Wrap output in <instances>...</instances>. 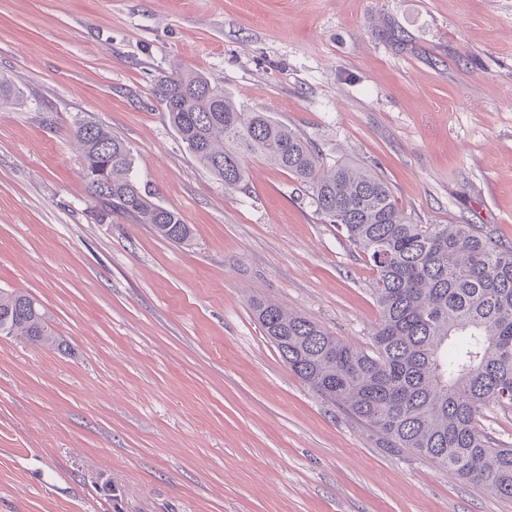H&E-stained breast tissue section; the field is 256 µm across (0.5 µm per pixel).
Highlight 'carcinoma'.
<instances>
[{
	"mask_svg": "<svg viewBox=\"0 0 512 512\" xmlns=\"http://www.w3.org/2000/svg\"><path fill=\"white\" fill-rule=\"evenodd\" d=\"M153 94L188 151L233 191L244 160L259 155L306 189L318 213L342 226L375 273L380 319L367 349L313 321L255 298L254 318L288 368L381 435L460 479L512 498V446L483 431V408H512V247L475 224H414L377 173L347 163L327 169L310 141L264 112H245L205 76L175 70ZM90 195L118 216L151 224L183 244L180 213L141 192L128 145L102 126L69 129ZM0 335L59 349L30 296L0 291Z\"/></svg>",
	"mask_w": 512,
	"mask_h": 512,
	"instance_id": "carcinoma-1",
	"label": "carcinoma"
}]
</instances>
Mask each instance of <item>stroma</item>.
Segmentation results:
<instances>
[{
    "mask_svg": "<svg viewBox=\"0 0 512 512\" xmlns=\"http://www.w3.org/2000/svg\"><path fill=\"white\" fill-rule=\"evenodd\" d=\"M177 68L373 170L413 222L512 246V0H0V290L64 341L0 335V512H512L288 369L251 298L366 348L373 272L287 172L246 158L228 192L194 160L153 95ZM81 120L187 243L101 217Z\"/></svg>",
    "mask_w": 512,
    "mask_h": 512,
    "instance_id": "obj_1",
    "label": "stroma"
}]
</instances>
